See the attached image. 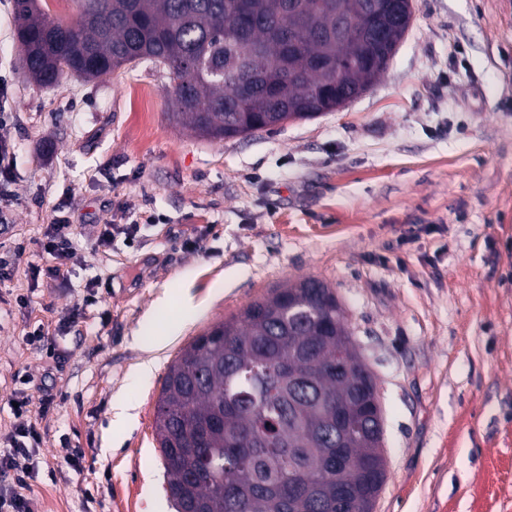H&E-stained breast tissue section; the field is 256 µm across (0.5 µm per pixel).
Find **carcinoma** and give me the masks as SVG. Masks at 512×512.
<instances>
[{"instance_id":"carcinoma-1","label":"carcinoma","mask_w":512,"mask_h":512,"mask_svg":"<svg viewBox=\"0 0 512 512\" xmlns=\"http://www.w3.org/2000/svg\"><path fill=\"white\" fill-rule=\"evenodd\" d=\"M14 6L36 83L150 62L173 83L170 119L214 140L312 119L365 92L413 15L412 0H80L64 23L37 0ZM239 72L253 78L247 99ZM338 361L340 375L309 371ZM372 382L336 295L316 279L195 337L168 368L155 420L177 512H369L386 479ZM220 417L224 428L211 427ZM339 449L348 464L338 471Z\"/></svg>"}]
</instances>
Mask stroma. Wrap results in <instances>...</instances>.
Masks as SVG:
<instances>
[{
	"label": "stroma",
	"instance_id": "35a3bbf8",
	"mask_svg": "<svg viewBox=\"0 0 512 512\" xmlns=\"http://www.w3.org/2000/svg\"><path fill=\"white\" fill-rule=\"evenodd\" d=\"M414 2L360 97L215 141L170 121L173 86L149 63L29 80L14 0H0V137L13 152L0 184V450L12 399L28 398L42 436L36 477L21 488L0 471V492L35 512H175L155 434L170 363L310 276L342 303L378 388L387 466L374 512H512V0ZM63 215L77 237L53 278L41 242ZM111 222L137 232L98 249ZM185 292L195 308L179 306ZM125 405L136 422L113 432Z\"/></svg>",
	"mask_w": 512,
	"mask_h": 512
}]
</instances>
